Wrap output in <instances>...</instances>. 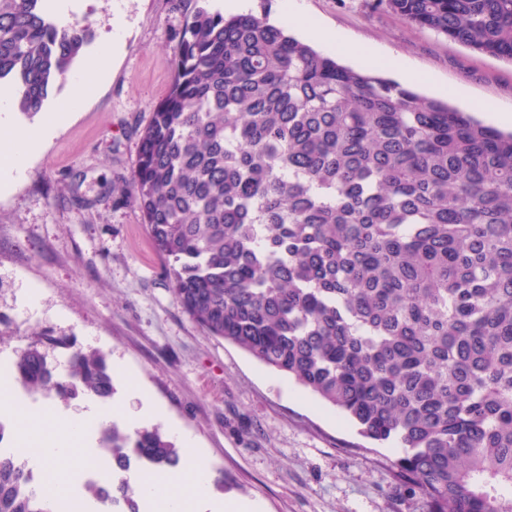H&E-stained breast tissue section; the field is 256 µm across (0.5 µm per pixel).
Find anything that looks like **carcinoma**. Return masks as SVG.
<instances>
[{
	"label": "carcinoma",
	"mask_w": 512,
	"mask_h": 512,
	"mask_svg": "<svg viewBox=\"0 0 512 512\" xmlns=\"http://www.w3.org/2000/svg\"><path fill=\"white\" fill-rule=\"evenodd\" d=\"M410 24L512 62V0H378ZM91 42L50 0H0V89L34 117ZM121 192L169 264L172 294L216 339L294 379L365 439L403 448L398 485L425 512H512V131L315 50L252 12L196 8L169 91ZM66 402L106 399L104 354L58 376L36 349L15 364ZM112 483L175 469L159 429L113 422ZM0 449V512H86L30 488Z\"/></svg>",
	"instance_id": "1"
}]
</instances>
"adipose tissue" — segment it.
<instances>
[{"instance_id": "ef3b65f1", "label": "adipose tissue", "mask_w": 512, "mask_h": 512, "mask_svg": "<svg viewBox=\"0 0 512 512\" xmlns=\"http://www.w3.org/2000/svg\"><path fill=\"white\" fill-rule=\"evenodd\" d=\"M283 22L316 36L328 49L353 58L365 66H381L414 81L418 75L399 57L384 58L366 44L349 40L341 32L327 28L307 14L299 0H283ZM9 104L0 101V183H10L21 174L31 153L37 148L40 133L14 131L8 121ZM104 420L103 414L87 411L80 416L63 418L51 412L24 415L18 422L23 444L47 465L49 488H65L75 482L86 439ZM213 475L198 454L187 453L181 469L147 478L139 483L137 493L146 501H161L162 512H192L195 503H208L211 512H257L249 501L219 499L212 494Z\"/></svg>"}]
</instances>
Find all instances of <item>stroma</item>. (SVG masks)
<instances>
[{
  "mask_svg": "<svg viewBox=\"0 0 512 512\" xmlns=\"http://www.w3.org/2000/svg\"><path fill=\"white\" fill-rule=\"evenodd\" d=\"M223 0H52L54 15L86 26L93 39L74 66L109 51L105 74L71 107L64 82L47 112L67 108L23 174L0 188V367L38 348L56 372L73 351L105 353L113 393L81 395L57 405L64 413L147 393L162 417L155 427L179 428L207 461L218 498H243L260 512H424L420 495L400 490L389 465L396 448H361L354 426L288 376L235 345L204 332L176 302L168 264L158 256L139 211L118 193L135 168L140 134L172 77V49L187 15ZM306 12L351 40L402 57L427 80L420 88L463 90L453 105L475 112L483 103L512 113V62L477 53L403 18L374 0H301ZM39 291L29 303L28 287ZM0 409L5 437L19 447V411L53 404L46 393L12 379ZM100 434L85 450L89 465L71 488L88 512L107 504L86 485L107 484L112 467Z\"/></svg>",
  "mask_w": 512,
  "mask_h": 512,
  "instance_id": "35a3bbf8",
  "label": "stroma"
}]
</instances>
